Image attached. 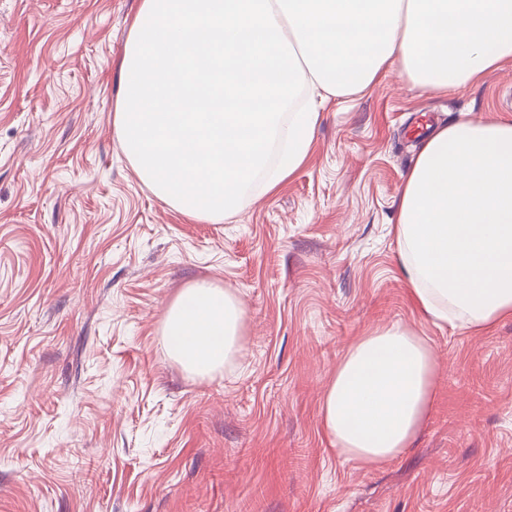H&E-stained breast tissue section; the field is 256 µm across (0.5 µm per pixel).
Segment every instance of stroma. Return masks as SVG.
I'll list each match as a JSON object with an SVG mask.
<instances>
[{
  "mask_svg": "<svg viewBox=\"0 0 512 512\" xmlns=\"http://www.w3.org/2000/svg\"><path fill=\"white\" fill-rule=\"evenodd\" d=\"M140 3L0 0V512H512V319L421 318L394 234L430 125L512 118V61L329 98L303 164L213 223L157 196L114 125ZM200 278L245 309L204 377L162 336ZM395 322L435 352V397L412 448L367 468L324 435L320 396Z\"/></svg>",
  "mask_w": 512,
  "mask_h": 512,
  "instance_id": "stroma-1",
  "label": "stroma"
}]
</instances>
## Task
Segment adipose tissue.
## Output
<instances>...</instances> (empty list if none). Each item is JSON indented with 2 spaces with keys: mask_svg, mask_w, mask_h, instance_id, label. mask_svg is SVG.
I'll return each instance as SVG.
<instances>
[{
  "mask_svg": "<svg viewBox=\"0 0 512 512\" xmlns=\"http://www.w3.org/2000/svg\"><path fill=\"white\" fill-rule=\"evenodd\" d=\"M512 60V0H142L120 68L114 124L140 178L181 212L213 222L254 173L274 190L303 162L319 114L280 100L334 95L387 68L430 91ZM281 154L266 165V144ZM417 310L486 332L512 319V120L435 126L402 185L395 221ZM244 305L201 279L163 321L167 351L206 376L239 346ZM428 341L394 323L350 345L320 404L336 451L373 467L410 448L434 398Z\"/></svg>",
  "mask_w": 512,
  "mask_h": 512,
  "instance_id": "1",
  "label": "adipose tissue"
}]
</instances>
